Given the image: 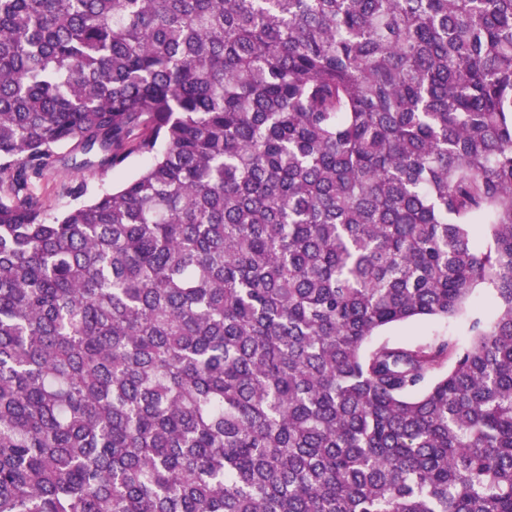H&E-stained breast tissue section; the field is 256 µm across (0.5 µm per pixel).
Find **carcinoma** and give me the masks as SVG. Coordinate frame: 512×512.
Returning <instances> with one entry per match:
<instances>
[{"label": "carcinoma", "mask_w": 512, "mask_h": 512, "mask_svg": "<svg viewBox=\"0 0 512 512\" xmlns=\"http://www.w3.org/2000/svg\"><path fill=\"white\" fill-rule=\"evenodd\" d=\"M0 512H512V0H0ZM76 177L86 178L89 182V189L91 191L98 190L100 182L98 177L93 175L91 172H84L79 174H56L49 179V181L42 187L41 190L49 208L48 214L54 215L69 207L72 202L69 197L62 193V186L64 183L69 181V178L72 179ZM435 332H442L461 345L467 344L470 340V336L465 332L464 319L413 320L387 329L384 337L399 343H413L429 339Z\"/></svg>", "instance_id": "obj_1"}]
</instances>
